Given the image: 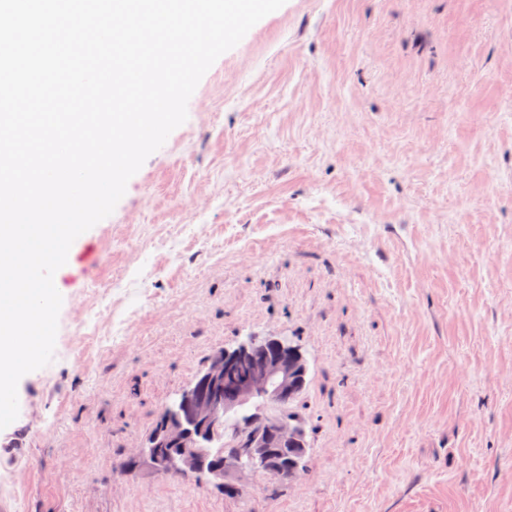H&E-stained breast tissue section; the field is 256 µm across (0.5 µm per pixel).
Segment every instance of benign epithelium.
I'll list each match as a JSON object with an SVG mask.
<instances>
[{
    "label": "benign epithelium",
    "mask_w": 512,
    "mask_h": 512,
    "mask_svg": "<svg viewBox=\"0 0 512 512\" xmlns=\"http://www.w3.org/2000/svg\"><path fill=\"white\" fill-rule=\"evenodd\" d=\"M308 374L300 346L288 338L247 337L237 348L214 356L194 384L161 411L141 449L123 463L124 468L172 476L194 473L231 496L241 492L247 458L260 470L296 479L302 466L288 453L307 454L303 423L258 410L261 403L288 407L304 391ZM226 419L237 422L242 440L207 463L201 448Z\"/></svg>",
    "instance_id": "obj_1"
}]
</instances>
